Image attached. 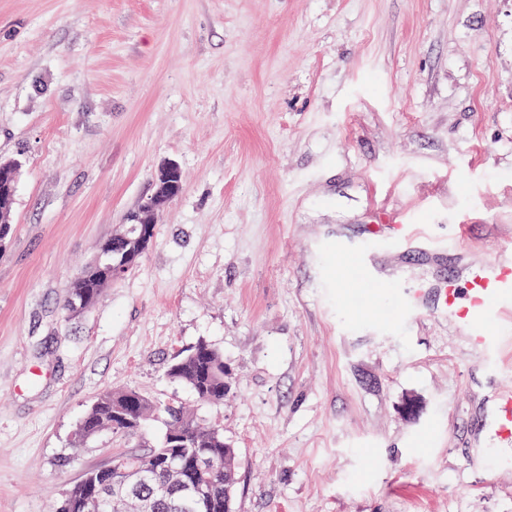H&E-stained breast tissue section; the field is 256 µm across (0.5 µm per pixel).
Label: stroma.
Segmentation results:
<instances>
[{
    "instance_id": "35a3bbf8",
    "label": "stroma",
    "mask_w": 512,
    "mask_h": 512,
    "mask_svg": "<svg viewBox=\"0 0 512 512\" xmlns=\"http://www.w3.org/2000/svg\"><path fill=\"white\" fill-rule=\"evenodd\" d=\"M0 512H52L120 443L73 432L134 389L220 425L234 512H512V397L434 302L358 313L329 242L386 214L429 244L373 254L392 297L512 248V0H0ZM183 190L136 269L67 293L157 168ZM463 239L455 249L454 239ZM223 404L170 380L198 340ZM16 187L14 192L10 188L2 192L0 186L1 196L4 193L7 195V198L1 201L0 239L7 242L10 240L13 232V204L15 199Z\"/></svg>"
}]
</instances>
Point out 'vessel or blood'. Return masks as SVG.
Listing matches in <instances>:
<instances>
[{"mask_svg": "<svg viewBox=\"0 0 512 512\" xmlns=\"http://www.w3.org/2000/svg\"><path fill=\"white\" fill-rule=\"evenodd\" d=\"M424 234L420 225L402 223L396 233L372 234L356 249L330 243L337 279L367 280V254L402 249ZM439 292L449 320L464 332L471 347L494 355L500 336L512 330V253L488 262L468 283L448 279Z\"/></svg>", "mask_w": 512, "mask_h": 512, "instance_id": "obj_1", "label": "vessel or blood"}]
</instances>
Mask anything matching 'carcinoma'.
I'll return each instance as SVG.
<instances>
[{"mask_svg":"<svg viewBox=\"0 0 512 512\" xmlns=\"http://www.w3.org/2000/svg\"><path fill=\"white\" fill-rule=\"evenodd\" d=\"M0 202V239L8 241L13 232L15 192ZM122 249H109L95 270L85 268L72 288L65 309H85L94 305L103 290L101 275L107 274ZM167 376L186 385L196 397L209 404L224 403V353L205 340L179 354L167 370ZM165 420L166 431L156 442L143 440L154 416ZM109 432L124 442L125 449L112 453L110 462L89 470L99 499V512L126 508L130 512H233L237 486L238 452L224 439V432L206 423L179 406L154 401L131 389L108 390L90 405L77 425L73 443L80 446L87 439ZM195 456L212 459L216 467L201 473L200 480L210 487L209 498L198 503L188 502L182 492L181 480L171 475L168 465L174 458L188 460ZM138 466L146 478L132 495L120 500L112 496L125 470ZM84 485L76 483L62 497L56 512H78Z\"/></svg>","mask_w":512,"mask_h":512,"instance_id":"obj_1","label":"carcinoma"}]
</instances>
